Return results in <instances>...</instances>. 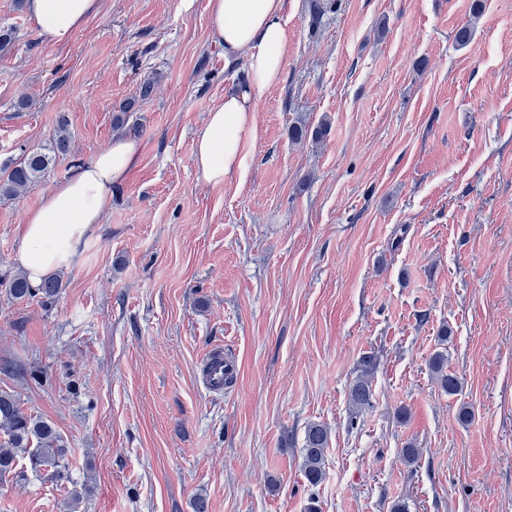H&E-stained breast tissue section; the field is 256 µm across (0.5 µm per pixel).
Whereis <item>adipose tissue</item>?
Masks as SVG:
<instances>
[{"label":"adipose tissue","instance_id":"ef3b65f1","mask_svg":"<svg viewBox=\"0 0 512 512\" xmlns=\"http://www.w3.org/2000/svg\"><path fill=\"white\" fill-rule=\"evenodd\" d=\"M42 37L63 43L98 15L100 0H26ZM213 37L225 58H245L247 80L225 89L193 151L194 166L210 184L239 173L257 137L255 104L281 76L288 30L287 0H208ZM140 161V145L118 137L86 165L58 182L29 211L21 226L17 265L32 283L71 267L95 234L99 217L112 206V186Z\"/></svg>","mask_w":512,"mask_h":512}]
</instances>
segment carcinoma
I'll list each match as a JSON object with an SVG mask.
<instances>
[{
    "mask_svg": "<svg viewBox=\"0 0 512 512\" xmlns=\"http://www.w3.org/2000/svg\"><path fill=\"white\" fill-rule=\"evenodd\" d=\"M134 103L129 102L113 113L112 124L126 132L138 135L141 124L134 119ZM328 127L320 124L313 128L295 126L291 139L296 143L307 140L319 144L326 137ZM71 152V136L66 125L59 126L51 147L44 150L23 151L16 160L0 164V202L10 201L33 189L48 173L55 156ZM0 285L7 289L15 302L28 301L37 295L52 299L59 294L62 280L58 276L43 280L33 286L23 272H6L0 275ZM447 357L438 352L430 360V366L440 389L452 396L461 388L460 379L447 372ZM376 367L375 358L368 354L360 362L359 373L349 390V403L354 413L371 406L372 376ZM0 432L6 441L0 443V479L17 474L20 455L29 456L32 464L49 467L57 477H64L65 459L68 449L54 425L38 416L26 413L20 406L19 398L10 392L0 391ZM328 444L327 428L321 424H311L305 432L303 448V470L307 481L315 486L324 474V451Z\"/></svg>",
    "mask_w": 512,
    "mask_h": 512,
    "instance_id": "carcinoma-1",
    "label": "carcinoma"
}]
</instances>
